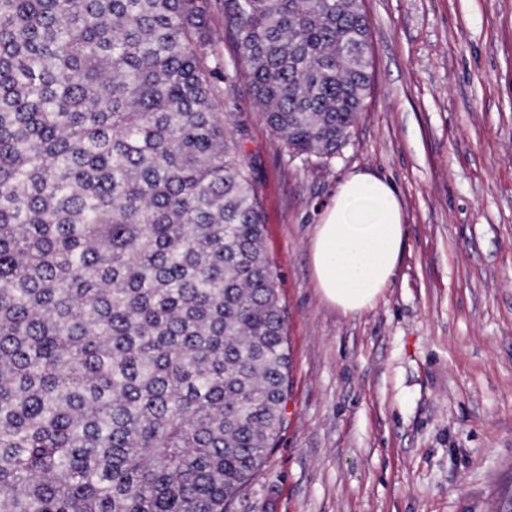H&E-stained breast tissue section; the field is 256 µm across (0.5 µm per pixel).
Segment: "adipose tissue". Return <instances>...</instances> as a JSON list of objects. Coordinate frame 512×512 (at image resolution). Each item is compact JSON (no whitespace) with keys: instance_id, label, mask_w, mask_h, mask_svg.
I'll return each mask as SVG.
<instances>
[{"instance_id":"adipose-tissue-1","label":"adipose tissue","mask_w":512,"mask_h":512,"mask_svg":"<svg viewBox=\"0 0 512 512\" xmlns=\"http://www.w3.org/2000/svg\"><path fill=\"white\" fill-rule=\"evenodd\" d=\"M404 237L405 217L393 184L367 172L349 174L310 244L325 300L346 314L374 306L395 275Z\"/></svg>"}]
</instances>
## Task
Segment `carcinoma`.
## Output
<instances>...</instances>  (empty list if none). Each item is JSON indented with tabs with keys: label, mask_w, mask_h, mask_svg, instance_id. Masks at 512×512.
Listing matches in <instances>:
<instances>
[{
	"label": "carcinoma",
	"mask_w": 512,
	"mask_h": 512,
	"mask_svg": "<svg viewBox=\"0 0 512 512\" xmlns=\"http://www.w3.org/2000/svg\"><path fill=\"white\" fill-rule=\"evenodd\" d=\"M240 83L329 158L363 0H224ZM203 0H0V512H226L285 420L264 216Z\"/></svg>",
	"instance_id": "cac0c4a2"
}]
</instances>
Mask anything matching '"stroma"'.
<instances>
[{
	"mask_svg": "<svg viewBox=\"0 0 512 512\" xmlns=\"http://www.w3.org/2000/svg\"><path fill=\"white\" fill-rule=\"evenodd\" d=\"M218 109L257 187L285 307V423L227 512H512V0H364L372 83L327 161L289 156L206 0ZM406 213L394 278L343 314L310 241L351 172Z\"/></svg>",
	"mask_w": 512,
	"mask_h": 512,
	"instance_id": "1",
	"label": "stroma"
}]
</instances>
